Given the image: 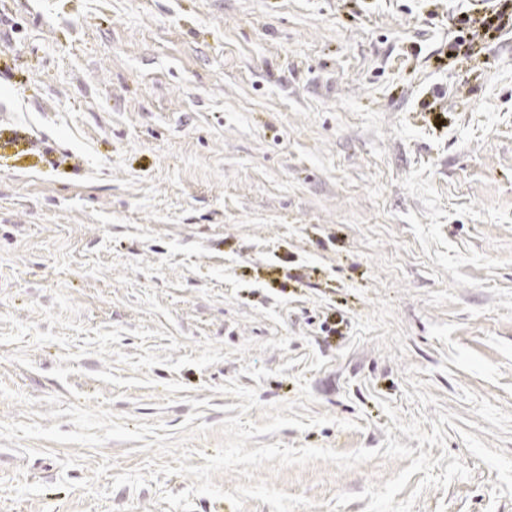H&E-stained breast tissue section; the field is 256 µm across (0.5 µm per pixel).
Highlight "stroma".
Instances as JSON below:
<instances>
[{"label": "stroma", "mask_w": 512, "mask_h": 512, "mask_svg": "<svg viewBox=\"0 0 512 512\" xmlns=\"http://www.w3.org/2000/svg\"><path fill=\"white\" fill-rule=\"evenodd\" d=\"M491 9L0 0V421L197 412L199 466L217 386L291 403L303 375L331 423L248 448L414 454L258 471L296 512H512V30L458 40ZM34 445L0 449V512H172L113 489L132 442ZM105 458L106 500L57 487Z\"/></svg>", "instance_id": "1"}]
</instances>
